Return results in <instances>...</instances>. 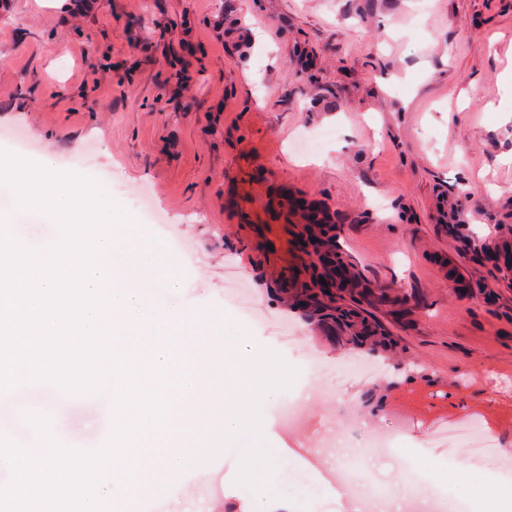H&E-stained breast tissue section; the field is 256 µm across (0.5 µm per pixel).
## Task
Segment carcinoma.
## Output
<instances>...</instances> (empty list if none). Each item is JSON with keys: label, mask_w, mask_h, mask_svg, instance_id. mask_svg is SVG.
I'll use <instances>...</instances> for the list:
<instances>
[{"label": "carcinoma", "mask_w": 512, "mask_h": 512, "mask_svg": "<svg viewBox=\"0 0 512 512\" xmlns=\"http://www.w3.org/2000/svg\"><path fill=\"white\" fill-rule=\"evenodd\" d=\"M301 293L309 294L313 300V305L307 309L309 316L338 323L345 344L383 352L395 348L394 339L385 334L370 314L355 306L354 289L344 288L341 294H329L324 298L316 289L306 286L287 293L288 305H295V299Z\"/></svg>", "instance_id": "carcinoma-1"}]
</instances>
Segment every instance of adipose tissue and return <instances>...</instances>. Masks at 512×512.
<instances>
[{
    "mask_svg": "<svg viewBox=\"0 0 512 512\" xmlns=\"http://www.w3.org/2000/svg\"><path fill=\"white\" fill-rule=\"evenodd\" d=\"M445 481L449 491L468 495L473 512H512V487L492 476L474 474L466 462L449 466Z\"/></svg>",
    "mask_w": 512,
    "mask_h": 512,
    "instance_id": "obj_1",
    "label": "adipose tissue"
}]
</instances>
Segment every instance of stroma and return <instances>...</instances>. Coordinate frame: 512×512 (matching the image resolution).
Returning a JSON list of instances; mask_svg holds the SVG:
<instances>
[{"label": "stroma", "mask_w": 512, "mask_h": 512, "mask_svg": "<svg viewBox=\"0 0 512 512\" xmlns=\"http://www.w3.org/2000/svg\"><path fill=\"white\" fill-rule=\"evenodd\" d=\"M0 0V150L110 184L182 278L300 370L266 399L267 443L297 466L290 512H350L336 494L342 428L395 472L392 434L431 482L469 458L433 440L469 415L512 448V0ZM158 213L140 214L138 195ZM381 209H373V201ZM317 208L363 306L399 344L384 372L338 381L349 352L287 310ZM236 266L256 300L224 295ZM303 420L286 432L284 404ZM238 459L173 490L164 512H247Z\"/></svg>", "instance_id": "1"}]
</instances>
